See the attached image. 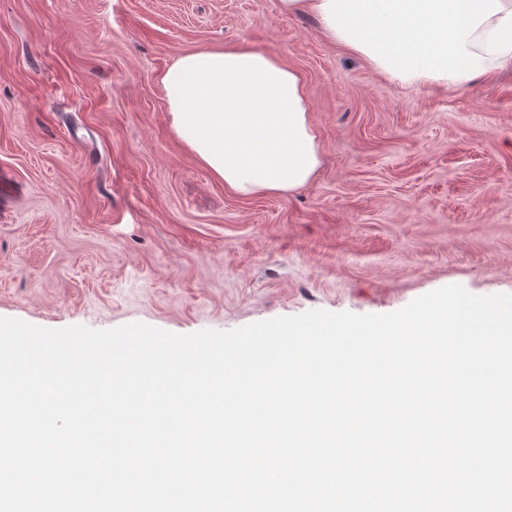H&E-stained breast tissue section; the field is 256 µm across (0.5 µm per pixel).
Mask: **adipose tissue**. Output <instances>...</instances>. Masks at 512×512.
I'll return each mask as SVG.
<instances>
[{"label": "adipose tissue", "instance_id": "obj_1", "mask_svg": "<svg viewBox=\"0 0 512 512\" xmlns=\"http://www.w3.org/2000/svg\"><path fill=\"white\" fill-rule=\"evenodd\" d=\"M411 88L462 87L512 67V0H280ZM172 129L242 197L292 192L321 159L301 76L250 44L178 58L162 75Z\"/></svg>", "mask_w": 512, "mask_h": 512}]
</instances>
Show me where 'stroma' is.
I'll return each instance as SVG.
<instances>
[{
	"label": "stroma",
	"mask_w": 512,
	"mask_h": 512,
	"mask_svg": "<svg viewBox=\"0 0 512 512\" xmlns=\"http://www.w3.org/2000/svg\"><path fill=\"white\" fill-rule=\"evenodd\" d=\"M244 43L304 81L322 163L289 195L170 126L162 74ZM453 284L512 294V70L405 87L279 0H0V317L191 334Z\"/></svg>",
	"instance_id": "1"
}]
</instances>
